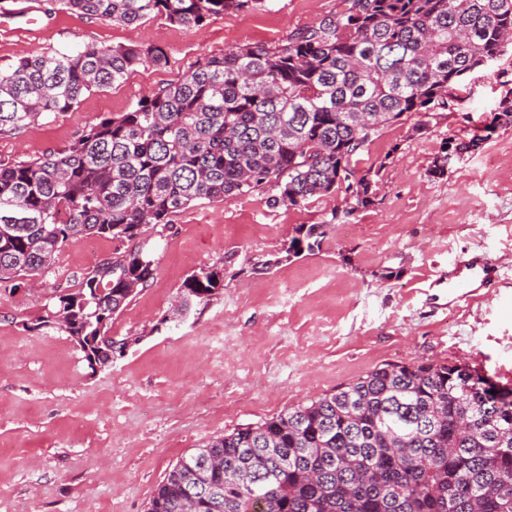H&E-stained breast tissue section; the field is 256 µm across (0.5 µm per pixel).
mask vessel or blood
Listing matches in <instances>:
<instances>
[{
  "label": "vessel or blood",
  "mask_w": 512,
  "mask_h": 512,
  "mask_svg": "<svg viewBox=\"0 0 512 512\" xmlns=\"http://www.w3.org/2000/svg\"><path fill=\"white\" fill-rule=\"evenodd\" d=\"M501 270L499 260L480 253L440 270L435 283L450 288L456 299L462 300L503 287L505 280Z\"/></svg>",
  "instance_id": "1"
}]
</instances>
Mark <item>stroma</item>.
I'll return each instance as SVG.
<instances>
[{"instance_id": "1", "label": "stroma", "mask_w": 512, "mask_h": 512, "mask_svg": "<svg viewBox=\"0 0 512 512\" xmlns=\"http://www.w3.org/2000/svg\"><path fill=\"white\" fill-rule=\"evenodd\" d=\"M340 0H274L202 29L160 19H91L60 0H0V65L88 44L161 46L169 63L138 68L84 94L75 111L0 138V160L69 145L88 125L129 110L196 62L243 43L268 45L336 12ZM512 90V45L460 85L453 112L417 132V116L384 131L359 172L377 174L374 205L336 222L319 249L286 258L297 225L320 224L341 193L270 207L265 195L201 201L172 219L155 277L112 320L134 338L94 371L66 333L27 330L44 298L113 249L65 245L34 291L0 283V512H147L184 454L354 382L384 364L457 362L512 388V287L451 303L427 288L434 265L475 249L512 270V125L484 128ZM477 140L444 177L429 170L445 142ZM268 269H261V262ZM223 266L224 291L178 316L192 273Z\"/></svg>"}]
</instances>
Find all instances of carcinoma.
Returning a JSON list of instances; mask_svg holds the SVG:
<instances>
[{"instance_id": "carcinoma-1", "label": "carcinoma", "mask_w": 512, "mask_h": 512, "mask_svg": "<svg viewBox=\"0 0 512 512\" xmlns=\"http://www.w3.org/2000/svg\"><path fill=\"white\" fill-rule=\"evenodd\" d=\"M267 0H62L71 11L125 25L162 17L201 27ZM512 44V0H341L317 24L272 45L245 43L198 62L103 117L69 145L0 160V281L45 274L84 235L112 256L46 297L25 329L81 341L84 360L123 356L130 338L103 341L112 319L154 278L145 227L229 196L267 194L301 207L343 193L325 224H301L285 248L320 247L341 218L371 206L376 182L356 164L406 114L433 119L457 104L458 83ZM160 47L88 46L22 56L0 69V137L73 110L93 89L140 65L165 66ZM512 124V92L487 134ZM478 142L447 143L429 174ZM224 289V267L181 286L179 315ZM147 512H512V389L462 363L386 364L256 426L178 459Z\"/></svg>"}]
</instances>
